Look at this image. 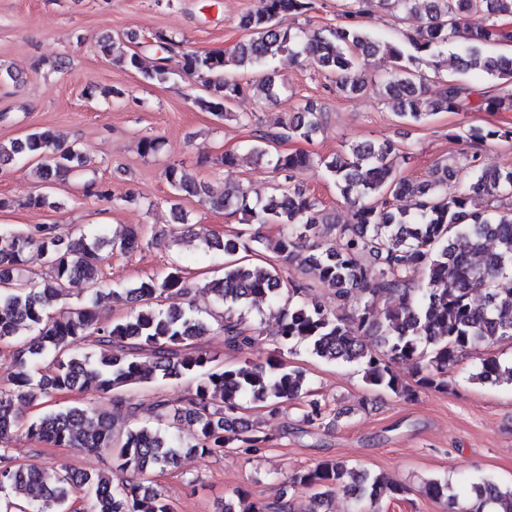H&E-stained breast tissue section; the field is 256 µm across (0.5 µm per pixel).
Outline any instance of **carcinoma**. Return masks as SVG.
I'll list each match as a JSON object with an SVG mask.
<instances>
[{
	"mask_svg": "<svg viewBox=\"0 0 512 512\" xmlns=\"http://www.w3.org/2000/svg\"><path fill=\"white\" fill-rule=\"evenodd\" d=\"M392 14L419 16V25L405 35L406 42L376 39L365 18L374 0H352L339 24L318 33H290L278 25L283 14L304 15L314 0H258L240 26L250 33L247 42L231 54L222 51H187L181 70L202 81L205 95L195 98L199 107L224 119L240 97L251 92L271 100L281 91L267 75L255 83H241L227 74L229 68H254L281 54H304L336 79V87L349 96L362 93L369 83L359 67V57L381 55L389 63L388 78L378 92L392 103L396 115L421 123L438 112H501L512 110V94L478 91L457 79L441 75L444 50L458 38L467 51L454 56L457 69L487 75L496 84L512 83V55H490L487 45L512 39L498 19L512 17V0H379ZM113 61L122 71H137L149 82L163 83L171 71L156 58L144 67L143 51L120 53ZM432 69L439 90L426 98ZM320 113L312 105L273 129H258L249 149L267 161L283 180L263 199L251 200L242 185L228 186L220 196L211 194L204 179L170 164L164 177L175 196L190 195L215 210L239 212L254 224H278L281 230L273 250L286 261L313 270L333 291V306L305 298L304 283L283 278L276 267H257L238 254L259 251L265 237L240 231L221 239L202 233V243L219 247L231 260L224 274L205 284L223 311L206 316L192 306L160 308L161 299L187 295L191 286L180 266L161 276L147 275L125 288L104 292L100 282L102 250L128 252L146 242L140 225L126 226L107 237L105 230L63 240L51 224L34 231L0 228V342L30 331L23 349L13 354L0 373V512H66L74 494L86 496V512H174L164 492L153 484L157 470L176 467L191 454L224 456L228 449L253 452L265 446L267 434L244 416L246 405L278 410L280 403L304 400L303 422L319 426L325 408L313 398L304 374L286 368L278 351L262 362L245 361L224 366L219 355L204 352L198 343L213 334L223 336L224 347L246 352L258 341L246 313L259 299L276 307L279 343L306 344L311 353L327 361L358 365L367 386L412 397L418 389H448V374L473 350L512 339V289L496 287L512 276V210H473L471 195L512 197V167L491 168L473 157L470 184L448 190L457 170L438 163L429 178L417 182L397 173L408 154L386 139L353 143L331 158L304 152L279 151L284 140L311 141L320 131ZM468 138L512 140V128L472 126ZM19 158L35 164L42 182L64 179L83 165L75 146L51 129L34 130L22 140L0 143V161ZM319 168L340 191L349 210L344 224L321 213L316 200L289 183L310 169ZM409 197L412 210H402L394 200ZM330 225L339 247L318 242L324 225ZM497 241L488 251L484 242ZM37 250L49 269L41 280L25 275L26 255ZM370 259L375 276L364 266ZM424 275L415 284L411 273ZM75 281L91 288L87 302L60 307L58 301ZM125 303V317L110 323L100 319L101 302ZM93 339L97 350L82 349ZM49 358L52 376L40 374L39 362ZM406 363L415 386L403 382L394 370ZM195 379L194 392L174 408L166 399L152 404L162 421L171 416L186 424L170 432L160 427L126 425L135 413L130 390L156 380ZM475 380L496 384L512 382V363L496 355L480 360ZM75 392L106 397L112 410L91 405L69 406L27 422L17 411L22 403L40 404L58 393ZM23 428L27 436L54 447L106 449L112 455L110 473H86L67 466L47 469L18 463L10 454L13 433ZM292 484L314 490L313 498L342 490L352 496L358 512H381L384 498L408 494L409 489L367 472L356 473L340 459H327L314 468L293 472ZM478 507L460 503L448 494V483L429 480L424 493L446 500L452 512H512V487L491 480L473 486ZM290 505L272 506L236 491V502L220 512H288Z\"/></svg>",
	"mask_w": 512,
	"mask_h": 512,
	"instance_id": "carcinoma-1",
	"label": "carcinoma"
}]
</instances>
